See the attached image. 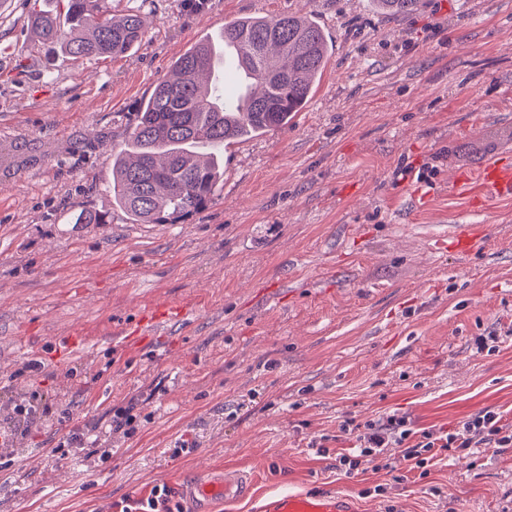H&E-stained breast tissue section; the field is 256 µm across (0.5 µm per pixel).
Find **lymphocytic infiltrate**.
<instances>
[{
  "mask_svg": "<svg viewBox=\"0 0 512 512\" xmlns=\"http://www.w3.org/2000/svg\"><path fill=\"white\" fill-rule=\"evenodd\" d=\"M360 446L355 452L337 454V467L346 475H357L366 468L394 472L395 460L387 456L390 448L403 451V459L411 469L428 475L436 459L448 452L465 451L488 446H512V425L503 424L501 416L486 410L475 414L454 429L412 430L406 416L392 414L366 421L359 435Z\"/></svg>",
  "mask_w": 512,
  "mask_h": 512,
  "instance_id": "1",
  "label": "lymphocytic infiltrate"
}]
</instances>
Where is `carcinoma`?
Returning <instances> with one entry per match:
<instances>
[{
  "label": "carcinoma",
  "mask_w": 512,
  "mask_h": 512,
  "mask_svg": "<svg viewBox=\"0 0 512 512\" xmlns=\"http://www.w3.org/2000/svg\"><path fill=\"white\" fill-rule=\"evenodd\" d=\"M388 14L413 12L421 0H375ZM31 31L43 44L79 60L116 57L142 40L134 10L114 18L100 0H66L65 15L39 11ZM235 45L246 70L233 104L209 93L211 57ZM330 52L319 25L307 16L252 17L224 25L180 55L169 75L138 108L124 148L112 154L113 203L141 224H175L213 199L224 175L228 140L261 135L288 124L308 102Z\"/></svg>",
  "instance_id": "obj_1"
}]
</instances>
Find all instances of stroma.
<instances>
[{
	"label": "stroma",
	"instance_id": "obj_1",
	"mask_svg": "<svg viewBox=\"0 0 512 512\" xmlns=\"http://www.w3.org/2000/svg\"><path fill=\"white\" fill-rule=\"evenodd\" d=\"M64 0H0V512H145L155 489L245 474L242 499L334 493L359 512H512V447L449 454L427 477H347L358 424L414 429L484 411L512 424V197L448 183L512 162V0H101L141 12L138 49L77 62L32 35ZM308 15L331 55L287 126L224 146L212 203L140 224L112 203V154L176 57L226 22ZM86 143L79 155L78 143ZM81 209L103 216L76 224ZM488 227L467 251L455 226ZM190 306L163 335L156 305ZM492 338L481 349L477 337ZM130 430L113 431L118 408ZM76 431L92 445L67 448ZM384 485L376 496L369 489Z\"/></svg>",
	"mask_w": 512,
	"mask_h": 512
}]
</instances>
